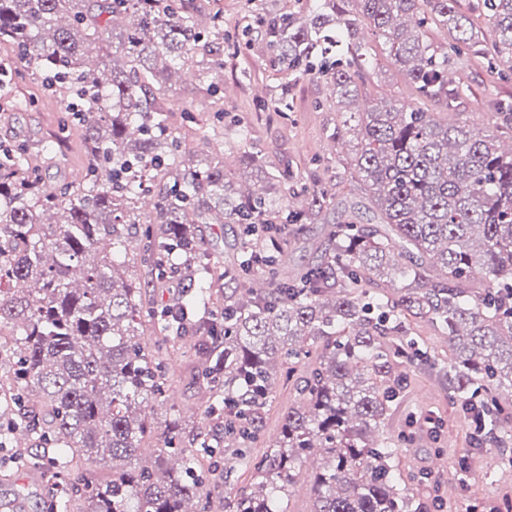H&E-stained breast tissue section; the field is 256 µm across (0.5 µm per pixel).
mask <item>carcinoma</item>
<instances>
[{
	"label": "carcinoma",
	"mask_w": 512,
	"mask_h": 512,
	"mask_svg": "<svg viewBox=\"0 0 512 512\" xmlns=\"http://www.w3.org/2000/svg\"><path fill=\"white\" fill-rule=\"evenodd\" d=\"M300 12L267 13L260 34L279 71L325 78L337 112L333 140L351 137L347 165L385 226L338 224L334 244L299 279H280L276 243L245 231L280 213L292 224L332 203L312 191L291 212L288 171L247 154L265 183L244 193L224 157L185 161L165 132L172 69L206 81L224 71V22L200 24L192 0H0V48L23 69L61 75L80 104L86 175L49 189L25 149L0 145V450L16 436L42 450L54 479L46 512H287L296 461L319 456L310 512H421L401 474L394 439L379 436L402 378L419 356L409 318L448 336V389L465 414L512 441V104L494 99L493 129L457 111L448 61L481 54L458 0H306ZM356 4L351 10L348 5ZM497 38L486 50L512 63V0H483ZM448 31L434 44L432 29ZM419 94L455 114L389 98L362 112L361 69L376 46ZM209 224H239L238 266L268 288L236 277L222 311L210 307ZM145 239L154 277L137 284L120 256ZM399 282L393 294L363 283ZM178 289L153 315L155 349L142 341L151 288ZM198 331L193 378L207 391V424L220 432L229 482L207 439L178 448L179 422L149 418L165 397L171 353ZM297 377L281 431L259 460L247 445L263 431L281 379ZM154 435L155 461L131 466Z\"/></svg>",
	"instance_id": "1"
}]
</instances>
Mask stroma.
<instances>
[{
  "instance_id": "1",
  "label": "stroma",
  "mask_w": 512,
  "mask_h": 512,
  "mask_svg": "<svg viewBox=\"0 0 512 512\" xmlns=\"http://www.w3.org/2000/svg\"><path fill=\"white\" fill-rule=\"evenodd\" d=\"M295 0H194L200 21L218 15L224 20V72L218 91L206 94L196 79L174 77L169 99V124L182 152L223 154L224 170L240 175L243 155L255 153L272 171L288 170L294 205H302L309 192L327 191L334 205L321 220L298 225L283 236V277L292 280L323 260L334 224L351 216L357 200L345 160L348 150L334 149L329 138L337 116L329 109L330 92L324 79L305 76L296 80L290 96L291 111L260 108L270 99L283 75L277 71L260 38L261 16L294 7ZM448 78L463 89L458 109L475 126L488 128L494 121L489 93L512 99V63L489 68L483 57H459ZM370 99L394 97L431 112L441 104L424 102L385 53H378L364 72ZM25 100L13 105L0 95V141L25 146L37 157L46 186L72 183L82 173L77 147L80 124L58 108L59 98L42 81L19 72L14 77ZM55 132L58 146L44 148L47 132ZM412 338L420 352L414 363L403 366V381L387 413L384 432L396 440L397 462L403 476H419L417 498L426 505L441 504L444 512H472L484 502L512 498V447L507 451L486 447L475 455L469 470L460 461L470 448L473 425L449 395L437 373L450 356L448 339L425 319L411 322ZM194 339L179 342L180 368L169 374L168 393L158 415L179 419L183 443H191L203 424L205 390L190 376ZM48 499L46 481L32 472L0 478V512H41Z\"/></svg>"
}]
</instances>
